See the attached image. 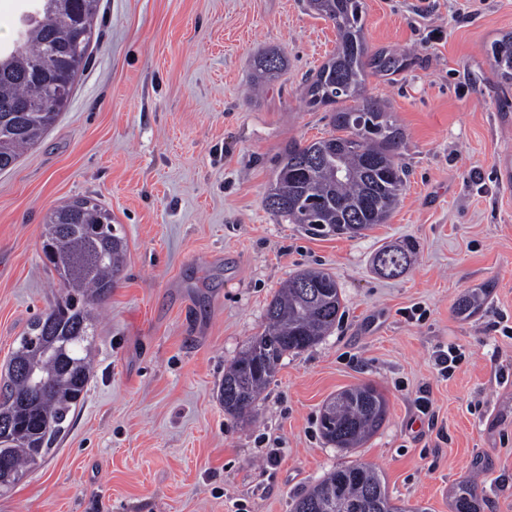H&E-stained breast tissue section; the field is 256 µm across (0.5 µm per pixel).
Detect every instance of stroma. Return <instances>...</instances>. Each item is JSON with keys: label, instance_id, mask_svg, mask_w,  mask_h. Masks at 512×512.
I'll list each match as a JSON object with an SVG mask.
<instances>
[{"label": "stroma", "instance_id": "1", "mask_svg": "<svg viewBox=\"0 0 512 512\" xmlns=\"http://www.w3.org/2000/svg\"><path fill=\"white\" fill-rule=\"evenodd\" d=\"M363 4L369 52L405 63L369 73L364 94L399 127L406 176L387 223L351 238L265 205L284 146L331 131L333 106L308 107L306 85L336 47L332 22L307 0H101L66 107L0 172V371L58 291L41 252L51 208L98 199L127 261L98 311L83 403L0 489V512H293L357 461L409 506L453 512L474 476L480 512H512V85L488 52L512 34V0ZM269 49L287 69L259 86ZM407 238L412 265L378 275L375 252ZM306 268L335 276L340 319L283 359L250 423L225 415V368ZM478 290L481 309L458 314ZM451 347L464 357L444 377L436 357ZM363 383L384 392L387 420L337 449L320 413Z\"/></svg>", "mask_w": 512, "mask_h": 512}]
</instances>
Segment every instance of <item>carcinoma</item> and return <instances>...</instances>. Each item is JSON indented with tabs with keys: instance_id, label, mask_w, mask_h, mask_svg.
I'll return each instance as SVG.
<instances>
[{
	"instance_id": "obj_1",
	"label": "carcinoma",
	"mask_w": 512,
	"mask_h": 512,
	"mask_svg": "<svg viewBox=\"0 0 512 512\" xmlns=\"http://www.w3.org/2000/svg\"><path fill=\"white\" fill-rule=\"evenodd\" d=\"M17 39L0 45V171L15 165L23 150L35 145L66 106L74 79L86 64L89 42L80 38L93 25L100 0H33ZM309 9L336 28V49L312 76L306 103L310 107L341 104L332 115L334 134L306 145L288 143L280 154L266 199L271 209L315 234L353 237L385 223L404 187V170L397 163L402 133L389 113L363 96L368 48L363 36L362 0H308ZM501 80L512 82V35L491 44ZM375 71L394 73L403 59L374 55ZM263 79L285 70L274 50L257 59ZM24 101L28 110L14 106ZM45 266L57 277L55 303L20 336L9 364H25L46 380L35 392L25 377L7 374L0 384V420L10 423L0 436V463L25 476L67 428L87 390L91 372L94 310L111 293L123 271L127 241L117 234L112 212L92 197H82L52 209L42 232ZM396 254L401 270L411 263L409 242L384 246L373 257L381 274L383 258ZM336 279L317 269L290 276L269 302L263 332L251 338L224 370L219 401L224 413L244 418L270 384L282 359L321 342L336 325L342 308ZM479 293L461 297L456 310L475 313ZM387 399L371 384L347 389L329 401L320 417L324 439L339 449L357 448L386 420ZM298 502L310 512H428L393 501L380 474L370 465L353 463L321 477ZM454 507L477 512V487L458 486Z\"/></svg>"
}]
</instances>
